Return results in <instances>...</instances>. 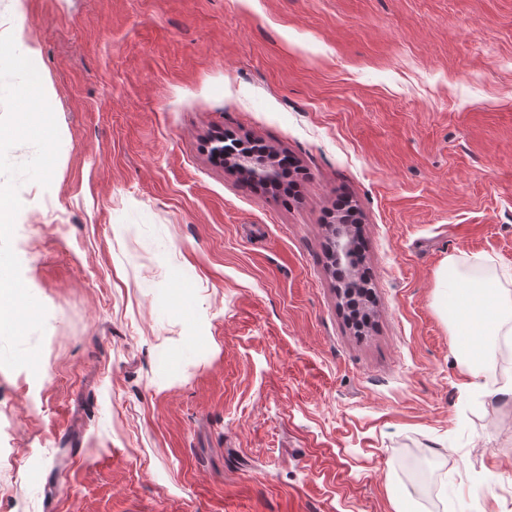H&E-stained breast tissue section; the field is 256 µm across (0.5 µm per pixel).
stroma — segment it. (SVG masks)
I'll list each match as a JSON object with an SVG mask.
<instances>
[{"label": "stroma", "mask_w": 512, "mask_h": 512, "mask_svg": "<svg viewBox=\"0 0 512 512\" xmlns=\"http://www.w3.org/2000/svg\"><path fill=\"white\" fill-rule=\"evenodd\" d=\"M21 26L61 145L18 187L47 316L0 367V512H512V357L470 379L436 288L452 255L512 289V0H0ZM234 167L246 176L255 180L271 176L274 170L273 162L269 159L256 158L249 154H241L234 159Z\"/></svg>", "instance_id": "obj_1"}]
</instances>
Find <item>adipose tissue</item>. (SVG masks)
<instances>
[{"label": "adipose tissue", "mask_w": 512, "mask_h": 512, "mask_svg": "<svg viewBox=\"0 0 512 512\" xmlns=\"http://www.w3.org/2000/svg\"><path fill=\"white\" fill-rule=\"evenodd\" d=\"M437 286L447 293L443 308L458 333L480 338L479 348L466 355L468 374L479 377L492 368L494 347L512 345V290H491L485 280L461 279L453 257L439 270Z\"/></svg>", "instance_id": "ef3b65f1"}]
</instances>
